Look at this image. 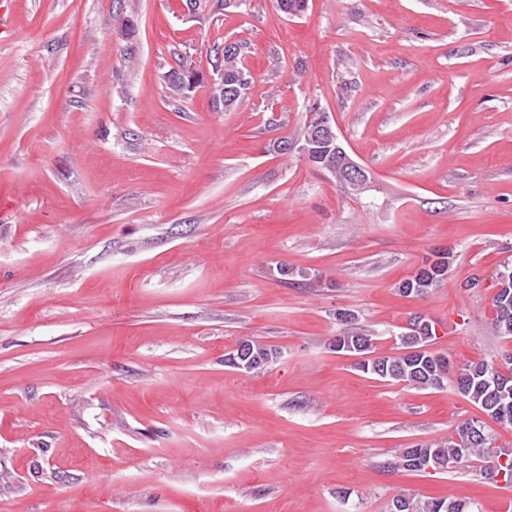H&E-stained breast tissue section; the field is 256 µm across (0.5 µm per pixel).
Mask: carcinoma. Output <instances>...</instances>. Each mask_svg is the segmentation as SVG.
Masks as SVG:
<instances>
[{
  "mask_svg": "<svg viewBox=\"0 0 512 512\" xmlns=\"http://www.w3.org/2000/svg\"><path fill=\"white\" fill-rule=\"evenodd\" d=\"M245 0H187L188 11L193 14L208 13L219 15L230 7H239ZM245 45L233 42L228 46L215 44L210 48L209 59L212 69L224 72V89L218 85L210 87V98L216 112H232L241 103L250 83V73L243 64ZM165 83L173 99L183 98L186 93L203 84L200 72L184 57L178 59L177 67L168 71ZM441 271L434 281L417 291L415 297H426L437 287L448 272V256L439 257ZM495 315L492 321L494 333L512 340V284L500 288L493 297ZM402 352L392 355L375 353L373 336L360 330L341 334L333 339L329 348L336 352L355 353L365 356L357 362L361 371L393 383H404L418 389H436L444 386L449 376L456 372L448 356L431 348L432 336H398ZM277 357L276 349L257 340L245 339L237 349L224 356V364L234 369L244 366L248 373L263 369ZM461 371L467 374L458 385V393L478 405L484 413L499 423L512 426V364L503 373L484 362L463 365ZM474 419L460 422L454 435L446 440L418 443L405 448L397 456L395 466L405 470H418L415 460L428 455L443 465L461 456L468 462L480 461L489 466L499 465L504 449L493 444L486 433H472ZM389 512H477L471 502L457 498L421 499L401 494L393 497L388 505Z\"/></svg>",
  "mask_w": 512,
  "mask_h": 512,
  "instance_id": "1",
  "label": "carcinoma"
}]
</instances>
